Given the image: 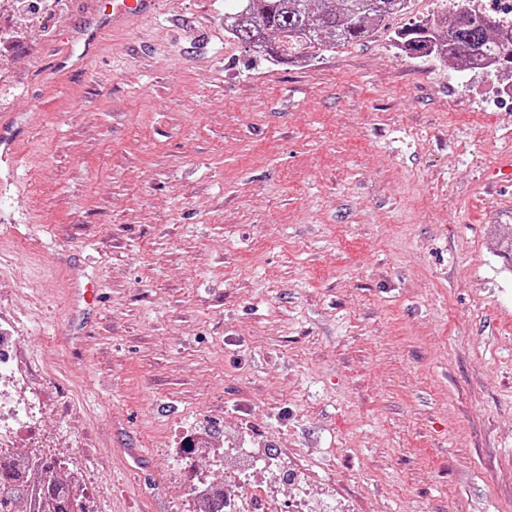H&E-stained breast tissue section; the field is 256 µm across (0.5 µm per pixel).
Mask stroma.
<instances>
[{"label": "stroma", "instance_id": "1", "mask_svg": "<svg viewBox=\"0 0 512 512\" xmlns=\"http://www.w3.org/2000/svg\"><path fill=\"white\" fill-rule=\"evenodd\" d=\"M224 2L161 0L39 101L96 0H0V113L32 119L0 161L18 450L81 473L88 512H192L201 479L270 512H512V191L485 187L512 71L396 48L452 0L293 66ZM245 448L272 468L226 472Z\"/></svg>", "mask_w": 512, "mask_h": 512}]
</instances>
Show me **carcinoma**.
<instances>
[{
	"instance_id": "obj_1",
	"label": "carcinoma",
	"mask_w": 512,
	"mask_h": 512,
	"mask_svg": "<svg viewBox=\"0 0 512 512\" xmlns=\"http://www.w3.org/2000/svg\"><path fill=\"white\" fill-rule=\"evenodd\" d=\"M224 31L259 57L284 65L316 58L322 48L363 40L409 0H233ZM410 58L433 56L462 66L474 57L512 68V26L494 13L462 8L451 17L417 23L396 36ZM0 512H86L61 463L25 464L0 451Z\"/></svg>"
}]
</instances>
